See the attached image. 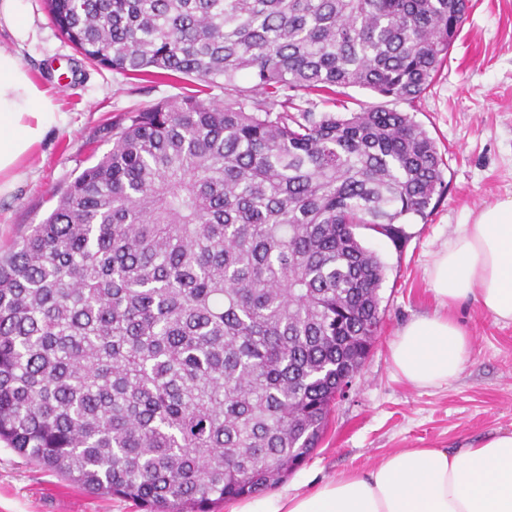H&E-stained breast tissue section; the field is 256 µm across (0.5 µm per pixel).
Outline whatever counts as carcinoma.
<instances>
[{
  "label": "carcinoma",
  "mask_w": 512,
  "mask_h": 512,
  "mask_svg": "<svg viewBox=\"0 0 512 512\" xmlns=\"http://www.w3.org/2000/svg\"><path fill=\"white\" fill-rule=\"evenodd\" d=\"M469 2L46 0L90 62L200 88L124 113L0 256V440L145 512H214L301 464L383 318L356 230L393 236L445 189L397 105Z\"/></svg>",
  "instance_id": "cac0c4a2"
}]
</instances>
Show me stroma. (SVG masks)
Listing matches in <instances>:
<instances>
[{"label":"stroma","instance_id":"1","mask_svg":"<svg viewBox=\"0 0 512 512\" xmlns=\"http://www.w3.org/2000/svg\"><path fill=\"white\" fill-rule=\"evenodd\" d=\"M473 7L434 85L403 104L437 142L447 189L426 220L388 237L361 228L385 265L379 335L347 398L333 408L318 448L278 483L309 490L349 470H365L398 448H460L512 431V324L495 322L471 300L448 313L473 338L464 370L447 384L418 389L393 370L390 343L410 320L434 314L426 270L456 225L485 204L512 198V0ZM30 32L0 27V46L56 97L62 117L0 196V251H8L54 208L63 189L112 147V124L189 89L185 80L127 79L87 61L53 26L45 0H23ZM0 512H141L41 469L0 442Z\"/></svg>","mask_w":512,"mask_h":512}]
</instances>
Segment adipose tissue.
<instances>
[{
    "mask_svg": "<svg viewBox=\"0 0 512 512\" xmlns=\"http://www.w3.org/2000/svg\"><path fill=\"white\" fill-rule=\"evenodd\" d=\"M59 117L54 97L29 75L17 52L0 47V195ZM427 276L440 305L470 299L512 323V198L481 208L457 227ZM469 333L433 314L409 321L390 344L394 370L417 388L448 383L464 368ZM233 512H512V432L463 448H401L372 467L349 470L304 493L239 503Z\"/></svg>",
    "mask_w": 512,
    "mask_h": 512,
    "instance_id": "1",
    "label": "adipose tissue"
}]
</instances>
